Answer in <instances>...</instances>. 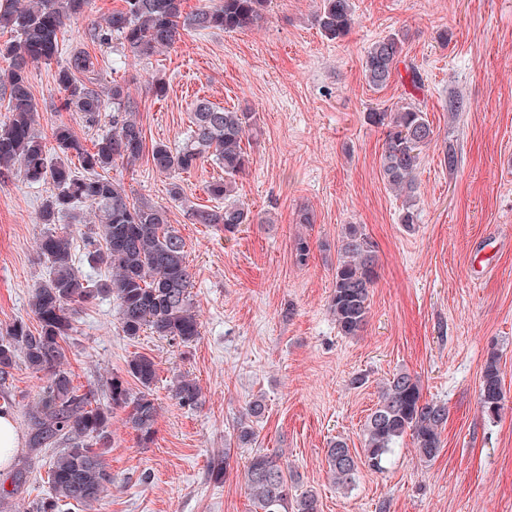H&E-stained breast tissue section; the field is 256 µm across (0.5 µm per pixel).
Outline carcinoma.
I'll return each instance as SVG.
<instances>
[{
	"label": "carcinoma",
	"mask_w": 512,
	"mask_h": 512,
	"mask_svg": "<svg viewBox=\"0 0 512 512\" xmlns=\"http://www.w3.org/2000/svg\"><path fill=\"white\" fill-rule=\"evenodd\" d=\"M103 21L92 24L91 39L101 45L117 42L123 58L146 60L171 47L182 31H249L264 19L271 0H209L185 12L184 0H123ZM89 0H0V33L11 39L0 44V56L9 60L0 70V101L8 115L0 123V175L21 171L32 183L49 182L54 192L39 212V223L56 224L67 218L90 225L84 236L86 259L104 268V277L91 280L75 267L71 241L48 234L39 244L50 264L51 277L35 288L29 303L38 322L31 330L22 319L0 332V388L23 360L46 383L27 414L28 447L33 453L55 449L50 464L48 496L32 503V512H62L80 506L94 512L104 498L112 475L105 455L108 428L116 409L126 412V424L139 444L154 441L158 409L153 397L157 378L154 358L131 356L125 376H113L108 384L110 402L101 403L94 391L73 384L65 368L64 342L73 330L77 308L108 296L117 305L124 336L135 339L149 330L187 346L200 336V322L190 298L192 275L186 261L185 242L169 224L167 210L130 198L125 187L103 172L122 163L133 165L142 158L145 138L137 119L138 103L125 82L112 80L103 86L95 78V63L85 51H73L59 65L55 80L64 92L60 110L75 112L88 126L99 124L106 101L112 102L111 129L100 134L88 150L73 126L63 120L51 128V142L35 130L38 104L30 84L29 64L49 63L60 57L59 33L66 22L83 15ZM320 33L329 40L347 36L354 24L351 0H321L315 16ZM407 34L398 31L376 41L367 50L362 68L365 80L382 89L406 57ZM368 122L383 130L380 175L398 196L412 198L418 189L420 155L434 140V127L419 105L401 102L367 113ZM256 113L215 105L205 97L191 103L189 125L177 147L157 143L151 149L155 170L174 178L203 161L224 169V178L211 182L209 195L224 201L219 207L190 209L193 224H209L229 239L252 223L251 211L234 199L236 179L251 164L243 139L257 135ZM77 157L81 170L71 167ZM376 250L359 224H346L337 245L329 311L344 336L364 331L371 309V291L377 274ZM134 382L138 390L129 387ZM173 397L184 407L201 402L197 381L178 375L171 386ZM498 358L490 355L479 389L481 412L494 418L504 403ZM261 397L250 400L238 421L236 441L257 442L252 423L265 416ZM448 422V406L422 398L419 380L400 370L384 383L375 409L364 426V448L356 451L341 439L330 442L325 452L328 474L342 489L351 488L361 468L383 470L389 455L405 436L412 438L421 460H434L441 448V432ZM231 449L211 459L210 480L224 481L230 468ZM245 488L260 512H320L318 495L293 493L294 482L279 452H257L244 470ZM28 480L26 467L12 477V490L0 487V501L18 492Z\"/></svg>",
	"instance_id": "cac0c4a2"
}]
</instances>
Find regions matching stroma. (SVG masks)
<instances>
[{"instance_id": "stroma-1", "label": "stroma", "mask_w": 512, "mask_h": 512, "mask_svg": "<svg viewBox=\"0 0 512 512\" xmlns=\"http://www.w3.org/2000/svg\"><path fill=\"white\" fill-rule=\"evenodd\" d=\"M319 0H271L261 27L236 33L187 32L174 48L114 68L117 48L92 43L93 23L123 0H91L63 34L65 51L98 60L102 83L125 81L138 102L146 146L179 144L198 96L255 112L261 136L244 141L249 170L236 197L254 221L235 238L191 223L190 207H210L209 182L222 171L205 162L170 181L151 161L117 165L109 175L130 197L165 207L186 243L191 297L201 336L191 345L151 333L128 339L117 307L103 297L82 307L66 340L75 384L107 402V383L133 353L154 358L159 416L153 444L143 448L114 410L106 463L112 482L100 512H254L244 466L254 451L282 452L296 491H315L322 512H512V0H352L355 23L343 39L324 38L313 21ZM407 32V62L421 89L398 70L383 90L366 82L362 61L377 40ZM448 31L447 42L438 35ZM56 67L33 64L39 104L35 130L69 122L84 144L97 128L59 112ZM163 78L158 99L147 80ZM462 97L466 108L451 111ZM410 99L435 130L418 169L413 226L400 222L404 200L384 184V136L367 114ZM458 154L448 169V148ZM181 196L170 193L172 184ZM50 193L13 173L0 177V331L33 322L29 299L49 276L37 249L49 232L69 236L80 273L100 277L84 258L83 225L39 223ZM313 221L297 223L300 209ZM362 225L375 246L378 278L361 335H341L328 310L343 225ZM311 243L307 265L295 261L297 236ZM497 354L504 407L484 416L478 405L482 370ZM415 375L424 400L448 407L435 460L403 439L383 471L361 469L354 485L336 488L325 450L340 438L362 448L363 428L382 383L396 371ZM194 378L200 405H179L174 376ZM43 384L18 364L6 384L19 434ZM263 397L257 443L233 452L223 483L208 477L211 459L232 445L245 404ZM26 485L0 512H25L49 493L48 453L20 448Z\"/></svg>"}]
</instances>
